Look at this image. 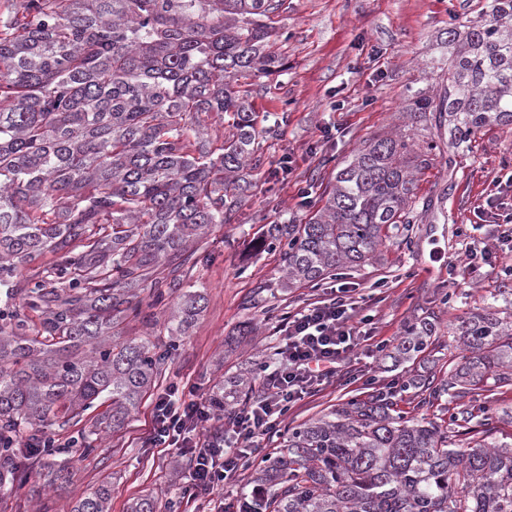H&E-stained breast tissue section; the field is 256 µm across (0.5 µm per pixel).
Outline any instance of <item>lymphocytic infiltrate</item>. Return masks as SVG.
Instances as JSON below:
<instances>
[{
  "mask_svg": "<svg viewBox=\"0 0 512 512\" xmlns=\"http://www.w3.org/2000/svg\"><path fill=\"white\" fill-rule=\"evenodd\" d=\"M371 323V315H356L347 289H333L329 298L285 319V343L266 365L258 396L226 416L224 430L215 429L217 415L207 402L173 387L156 400L149 443L189 456L188 492L212 495L258 454L291 407L336 378L360 342L371 339Z\"/></svg>",
  "mask_w": 512,
  "mask_h": 512,
  "instance_id": "1",
  "label": "lymphocytic infiltrate"
}]
</instances>
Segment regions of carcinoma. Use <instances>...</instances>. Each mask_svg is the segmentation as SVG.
<instances>
[{
    "instance_id": "carcinoma-1",
    "label": "carcinoma",
    "mask_w": 512,
    "mask_h": 512,
    "mask_svg": "<svg viewBox=\"0 0 512 512\" xmlns=\"http://www.w3.org/2000/svg\"><path fill=\"white\" fill-rule=\"evenodd\" d=\"M286 0H20L0 23V496L42 462L58 488L70 481L51 440L80 422L87 455L98 436L125 426L168 353L148 336L114 339L127 319L148 320L140 286L154 301L180 291L169 336L186 333L206 305L185 281L182 255L236 207L235 183L254 154L251 112L232 85L269 75L263 18ZM448 69L435 94L412 97L414 117L451 142L490 125H512V0H491L483 17L448 27ZM233 115L235 135L213 147L202 122ZM433 147L395 133L359 148L323 207L304 224H272L256 246L278 244L282 286L318 283L377 259L413 221L416 173ZM46 252L58 263L18 276ZM173 264L171 277L157 268ZM503 292L459 328L461 355L430 396L461 400L512 387V312ZM432 328L411 323L393 353L411 361ZM474 433L450 448L451 430ZM487 405L469 404L443 425L410 418L392 395L375 393L288 432L255 470L263 512H512V442L495 438ZM29 435L47 443L32 457L14 448ZM110 486L71 512H108Z\"/></svg>"
}]
</instances>
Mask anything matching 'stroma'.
<instances>
[{
	"instance_id": "obj_1",
	"label": "stroma",
	"mask_w": 512,
	"mask_h": 512,
	"mask_svg": "<svg viewBox=\"0 0 512 512\" xmlns=\"http://www.w3.org/2000/svg\"><path fill=\"white\" fill-rule=\"evenodd\" d=\"M491 0H288L272 15L271 51L282 68L268 76H240L234 86L255 120V152L238 182L239 203L229 223L199 242L192 270L205 285L207 305L180 340H170L164 322L174 306L169 296L152 307L150 324L123 322L122 337L151 333L157 346L172 347L151 390L132 419L110 433L92 455L73 443L75 426L58 429L56 441L71 473L64 493L44 486L34 473L12 494L0 497V512H61L102 482L112 484L110 512H130L133 501L155 498L158 508L201 512L185 491L191 462L177 449L153 447L145 436L158 394L189 385L197 397L231 392L242 373L260 387L263 363L282 342L278 327L286 314L323 299V287H282L280 248L249 251L250 241L271 224H303L322 207L337 171L365 141L409 126L419 145L447 138V131L410 119L408 103L417 90L433 92L448 65L444 44L452 21L466 22L488 11ZM512 175V126L482 129L455 153L436 150L417 181L420 212L412 245L386 242L381 263L342 270L364 313L374 318L376 339L401 340L406 325L426 319L435 326L432 343L417 360L398 364L385 354L359 355L333 385L299 401L263 441L255 465L278 447L282 434L365 398L363 377L377 387L405 379L408 372L443 378L456 352L449 328L490 303L500 289H512V256L479 264L453 280L448 267L466 250L494 248L506 223L491 214L488 195L512 197L503 184ZM257 326L242 335L246 324Z\"/></svg>"
}]
</instances>
